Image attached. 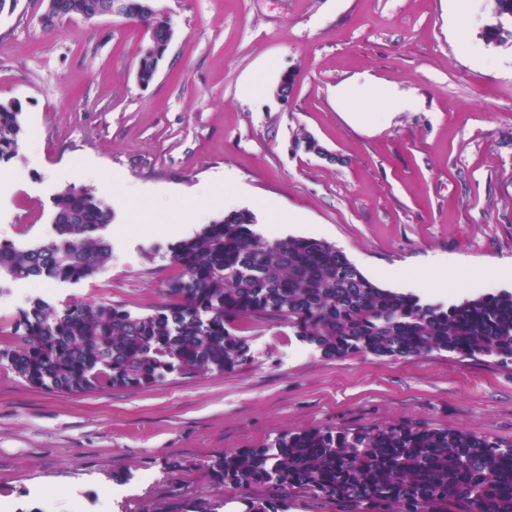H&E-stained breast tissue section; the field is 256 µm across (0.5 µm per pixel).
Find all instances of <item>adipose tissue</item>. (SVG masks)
I'll list each match as a JSON object with an SVG mask.
<instances>
[{
    "instance_id": "1",
    "label": "adipose tissue",
    "mask_w": 512,
    "mask_h": 512,
    "mask_svg": "<svg viewBox=\"0 0 512 512\" xmlns=\"http://www.w3.org/2000/svg\"><path fill=\"white\" fill-rule=\"evenodd\" d=\"M336 105L354 123L369 121L385 126L399 112L412 111L417 100L395 85L381 84L375 78L363 75L337 85Z\"/></svg>"
}]
</instances>
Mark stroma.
Returning a JSON list of instances; mask_svg holds the SVG:
<instances>
[{"mask_svg":"<svg viewBox=\"0 0 512 512\" xmlns=\"http://www.w3.org/2000/svg\"><path fill=\"white\" fill-rule=\"evenodd\" d=\"M465 29L452 0H158L174 37L154 80L139 84L144 29L119 16L44 26L41 0L0 9V102L22 106L15 158L0 163V244L55 235L53 199L69 187L149 184L154 201L110 204L112 256L76 283L0 279V350L31 300H83L149 313L176 275L169 247L223 172L245 188L256 231L335 245L384 288L444 306L512 291V41ZM490 62H474L463 40ZM292 98L276 89L283 73ZM368 74L420 101L374 132L336 107L338 84ZM258 80L260 91L242 95ZM315 138L336 161L306 152ZM279 202V213L264 201ZM301 221L289 223V214ZM450 269L460 286L415 288ZM247 343L231 369L164 371L154 384L63 394L0 359V512H231L271 498L220 486L223 454L266 448L307 428L350 432L408 423L512 440V364L445 351L331 359L277 321L235 323Z\"/></svg>","mask_w":512,"mask_h":512,"instance_id":"stroma-1","label":"stroma"}]
</instances>
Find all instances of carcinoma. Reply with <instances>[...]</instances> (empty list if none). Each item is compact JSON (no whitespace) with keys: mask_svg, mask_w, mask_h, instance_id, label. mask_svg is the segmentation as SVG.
I'll use <instances>...</instances> for the list:
<instances>
[{"mask_svg":"<svg viewBox=\"0 0 512 512\" xmlns=\"http://www.w3.org/2000/svg\"><path fill=\"white\" fill-rule=\"evenodd\" d=\"M59 21L95 11L99 0H56ZM488 43L512 39V0H493ZM168 39L150 13L126 16ZM22 107L0 103V161L13 159L23 133ZM56 238L29 249L0 244V274L14 281H80L111 257L99 234L112 212L93 187H69L53 199ZM242 210L224 215L170 247L180 273L168 300L134 315L121 305L74 302L57 311L35 298L17 318L18 349L6 352L29 383L60 393L138 388L165 369L202 375L231 368L245 342L237 321L274 320L333 359L352 351L412 358L434 351L512 361V292L487 293L448 307L413 293L380 287L326 241L268 240ZM226 489L263 485L334 500L346 512H512V442L460 429L408 423L352 433L306 430L269 448H247L218 459Z\"/></svg>","mask_w":512,"mask_h":512,"instance_id":"carcinoma-1","label":"carcinoma"}]
</instances>
